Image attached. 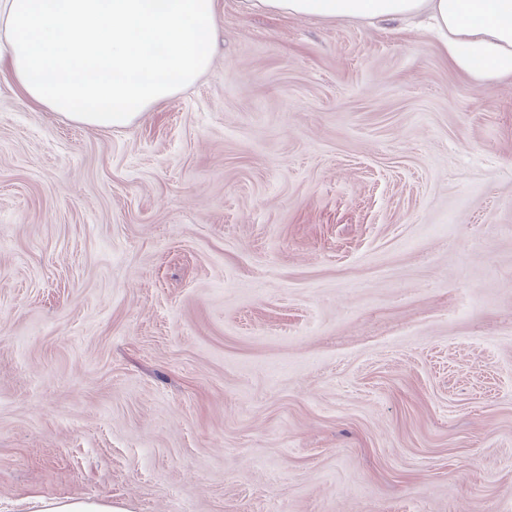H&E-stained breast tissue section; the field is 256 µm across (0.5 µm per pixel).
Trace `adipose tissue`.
<instances>
[{"mask_svg": "<svg viewBox=\"0 0 512 512\" xmlns=\"http://www.w3.org/2000/svg\"><path fill=\"white\" fill-rule=\"evenodd\" d=\"M248 12L336 20L425 17L480 82L512 77V0H241ZM216 0H0V72L25 102L122 127L212 63Z\"/></svg>", "mask_w": 512, "mask_h": 512, "instance_id": "obj_1", "label": "adipose tissue"}]
</instances>
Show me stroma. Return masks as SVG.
I'll return each instance as SVG.
<instances>
[{"label": "stroma", "instance_id": "1", "mask_svg": "<svg viewBox=\"0 0 512 512\" xmlns=\"http://www.w3.org/2000/svg\"><path fill=\"white\" fill-rule=\"evenodd\" d=\"M512 512V78L217 0L128 126L0 76V512ZM38 512H128V509L111 501L79 498H42Z\"/></svg>", "mask_w": 512, "mask_h": 512}]
</instances>
